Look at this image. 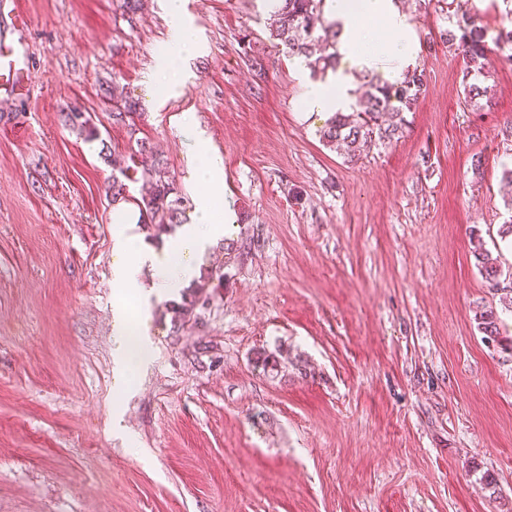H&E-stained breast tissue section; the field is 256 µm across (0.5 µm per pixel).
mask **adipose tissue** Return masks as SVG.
<instances>
[{"label": "adipose tissue", "instance_id": "adipose-tissue-1", "mask_svg": "<svg viewBox=\"0 0 512 512\" xmlns=\"http://www.w3.org/2000/svg\"><path fill=\"white\" fill-rule=\"evenodd\" d=\"M324 12L341 30L336 44L338 64L321 80L309 82L303 103L310 112H334L352 101L353 78L362 70L379 69L388 81H396L413 67L417 45L411 26L393 0H325ZM390 32L383 42H375V23ZM192 179L205 183L197 195L193 216L183 224L173 246L156 248L128 234L127 226L137 224L138 215L127 204H120L123 227L115 234V283L124 293L149 298L151 289H176L196 277L199 262L215 239L224 236L235 221L231 207H218L224 195V161L218 156L201 155L199 169ZM151 269V286L142 282L143 269Z\"/></svg>", "mask_w": 512, "mask_h": 512}]
</instances>
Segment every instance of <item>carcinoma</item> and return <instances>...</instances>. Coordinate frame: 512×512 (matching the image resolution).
Listing matches in <instances>:
<instances>
[{"mask_svg": "<svg viewBox=\"0 0 512 512\" xmlns=\"http://www.w3.org/2000/svg\"><path fill=\"white\" fill-rule=\"evenodd\" d=\"M272 8V22L269 37L279 41L291 56L302 57L315 76L324 75L336 69V42L339 34L337 24L324 23V0H268ZM469 0H451L448 6L449 27L441 30L439 39L448 49L462 54L464 68L462 87L465 100L487 96L488 87L481 82L488 79L489 46L488 29L481 25L467 8ZM369 89L356 94L350 104L351 113L337 111L327 120L321 130V138L327 144L343 151L353 161L374 140L391 142L402 132L405 112L412 111L426 91L424 71L415 68L395 83H368ZM112 103L116 112L112 119L126 122L132 118L137 102L112 89ZM60 120L66 126L78 128L85 138L94 140L97 128L91 118L75 110L60 112ZM138 153L152 158L151 168L144 171V177L151 184L148 194L136 201L143 224L154 236L170 233L183 223L189 205L188 198L178 194L167 171L166 163L154 150L153 145L142 139L137 142ZM472 255L475 266L482 278L495 286L504 275L498 258L492 257L481 237L472 238ZM224 272L216 268L200 277L183 295L179 303L168 309L173 328L179 330L191 319L197 317L196 310L205 307L207 290L213 283H223ZM477 329L483 339L498 345H512L509 338L501 335L499 317L493 307L481 306L475 315Z\"/></svg>", "mask_w": 512, "mask_h": 512, "instance_id": "cac0c4a2", "label": "carcinoma"}]
</instances>
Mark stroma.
I'll list each match as a JSON object with an SVG mask.
<instances>
[{"mask_svg": "<svg viewBox=\"0 0 512 512\" xmlns=\"http://www.w3.org/2000/svg\"><path fill=\"white\" fill-rule=\"evenodd\" d=\"M397 3L427 88L399 140L351 162L320 137L328 113L302 110L310 73L270 40L263 0H183L196 50L171 90L151 82L167 0H5L0 34L24 21L30 71L0 94V512H512V350L474 320L496 307L512 337V310L470 242L512 222V62L467 107L443 0ZM116 85L132 124L112 120ZM188 119L239 221L202 259L223 285L176 332L171 295L113 281L110 186L128 157L140 197L145 138L196 198ZM124 321L149 356L122 388ZM259 350L304 366L264 371ZM60 120L66 126L80 129L88 140H94L98 136L97 128L92 124L91 118L87 117L83 112L71 109L61 111Z\"/></svg>", "mask_w": 512, "mask_h": 512, "instance_id": "obj_1", "label": "stroma"}]
</instances>
